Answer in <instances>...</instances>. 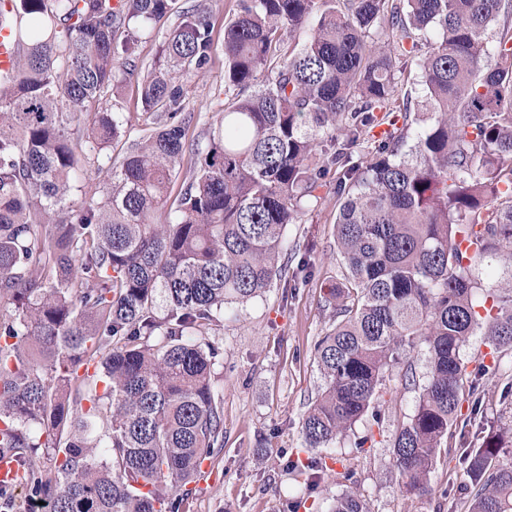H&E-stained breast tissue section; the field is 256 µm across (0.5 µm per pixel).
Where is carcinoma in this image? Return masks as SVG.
Returning <instances> with one entry per match:
<instances>
[{
	"instance_id": "carcinoma-1",
	"label": "carcinoma",
	"mask_w": 512,
	"mask_h": 512,
	"mask_svg": "<svg viewBox=\"0 0 512 512\" xmlns=\"http://www.w3.org/2000/svg\"><path fill=\"white\" fill-rule=\"evenodd\" d=\"M177 2L0 0L21 51L0 76V454L48 512H182L224 447L219 353L196 335L283 276L287 227L334 173L342 281L324 291L334 325L315 345L322 385L291 470L309 491L332 472L328 449L366 414L381 422L378 386L422 344L427 381L391 460L425 494L463 389L479 399L461 347L484 331L489 369L512 347V288L476 275L512 247V0H237L224 123L173 196L186 153L175 74L213 51L208 12ZM173 16L140 83L156 129L107 157L112 190L75 204L71 125L86 120L101 151L125 133L118 103L91 118L88 106L135 70L131 26ZM312 18L300 49L280 53ZM415 57L429 107L417 130L398 93ZM162 208L170 221L152 223ZM505 447L491 434L463 449L469 512H512ZM40 450L52 469L34 466ZM331 512L369 510L349 492Z\"/></svg>"
}]
</instances>
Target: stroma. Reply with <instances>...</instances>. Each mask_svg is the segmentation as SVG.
Here are the masks:
<instances>
[{"label": "stroma", "instance_id": "stroma-1", "mask_svg": "<svg viewBox=\"0 0 512 512\" xmlns=\"http://www.w3.org/2000/svg\"><path fill=\"white\" fill-rule=\"evenodd\" d=\"M214 25V53L206 69L181 76L186 107L181 113L190 150L224 119V25L234 0H207ZM117 101L134 121L113 143L110 156L80 144L78 189L74 201L101 197L108 179L109 160H121L141 143L150 120L142 119L137 77L118 90ZM335 175H328L301 223L289 225V240L298 242L308 266L299 269L289 258L288 273L262 296L232 305L223 322L203 332L201 339L219 351L218 390L223 398L224 449L203 464L194 484L188 512H312L292 499L296 477L287 467L292 450L302 447L301 421L321 383L314 346L333 324L330 309L321 302L324 288L335 285L336 196ZM425 346L400 355L387 372L375 403L381 423L358 422L352 434L332 446L339 459L331 477L321 480L311 497L313 512H329L337 496L357 489L369 512H467L461 503L470 481L464 457L442 454L430 474L429 494L407 493L391 463L390 444L398 429L413 414L419 392L407 385L404 374L413 370L418 382L426 380ZM482 409L474 411L470 397L459 406L457 437L468 446H480L489 432L512 425V348H502L495 371L481 375ZM374 435L369 452H357V438ZM351 468L344 479L343 468Z\"/></svg>", "mask_w": 512, "mask_h": 512}]
</instances>
